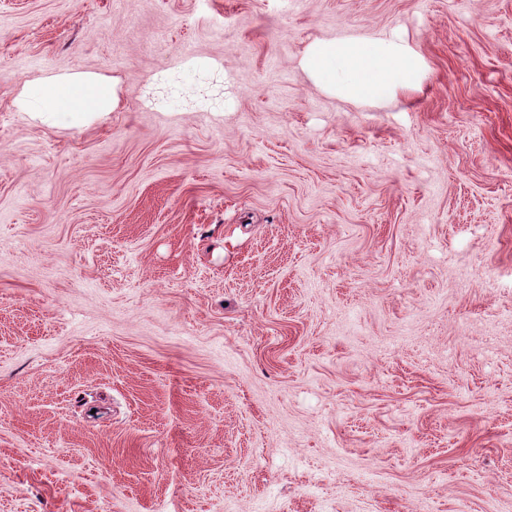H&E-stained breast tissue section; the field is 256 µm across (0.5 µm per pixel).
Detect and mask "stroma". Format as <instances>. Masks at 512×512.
<instances>
[{
	"mask_svg": "<svg viewBox=\"0 0 512 512\" xmlns=\"http://www.w3.org/2000/svg\"><path fill=\"white\" fill-rule=\"evenodd\" d=\"M0 512H512V0H0ZM299 65L313 83L349 102L380 103L414 91L426 72L423 56L395 29L315 38ZM30 106L40 112H107L114 90L91 76H62L41 81Z\"/></svg>",
	"mask_w": 512,
	"mask_h": 512,
	"instance_id": "obj_1",
	"label": "stroma"
}]
</instances>
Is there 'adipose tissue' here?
<instances>
[{
    "label": "adipose tissue",
    "mask_w": 512,
    "mask_h": 512,
    "mask_svg": "<svg viewBox=\"0 0 512 512\" xmlns=\"http://www.w3.org/2000/svg\"><path fill=\"white\" fill-rule=\"evenodd\" d=\"M307 77L344 101L380 103L418 89L426 72L423 56L397 30L318 37L301 51ZM114 94L90 76L41 81L31 106L40 112H106Z\"/></svg>",
    "instance_id": "obj_1"
}]
</instances>
